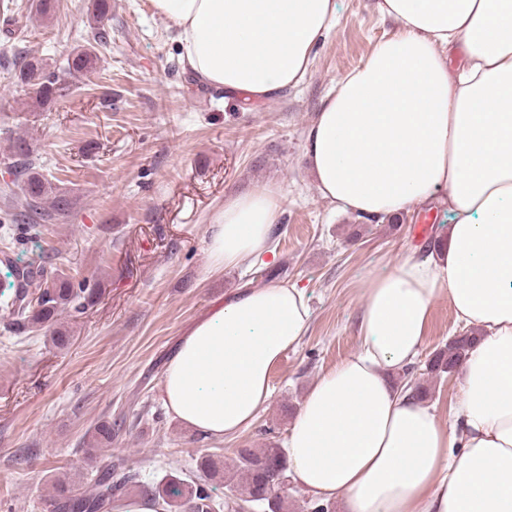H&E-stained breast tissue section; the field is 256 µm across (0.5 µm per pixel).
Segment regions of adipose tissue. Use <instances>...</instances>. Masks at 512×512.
Wrapping results in <instances>:
<instances>
[{
    "label": "adipose tissue",
    "mask_w": 512,
    "mask_h": 512,
    "mask_svg": "<svg viewBox=\"0 0 512 512\" xmlns=\"http://www.w3.org/2000/svg\"><path fill=\"white\" fill-rule=\"evenodd\" d=\"M150 4L196 80L258 101L305 79L337 15L336 0ZM378 12L399 29L337 80L307 131L308 169L336 210L377 220L443 191L446 223L427 253L368 284L359 350L315 379L291 423L290 475L344 512H512V0H379ZM280 211L270 185L225 197L212 269L273 253ZM443 294L479 331L450 426L390 381L416 361ZM308 329L303 289L236 292L182 339L164 406L236 436Z\"/></svg>",
    "instance_id": "1"
}]
</instances>
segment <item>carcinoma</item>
<instances>
[{
    "instance_id": "cac0c4a2",
    "label": "carcinoma",
    "mask_w": 512,
    "mask_h": 512,
    "mask_svg": "<svg viewBox=\"0 0 512 512\" xmlns=\"http://www.w3.org/2000/svg\"><path fill=\"white\" fill-rule=\"evenodd\" d=\"M109 9V0H96L90 19L92 41L71 53L65 69L53 68L40 58L23 59L16 63L18 83L39 87L35 92L38 104L45 106L53 101L63 77L87 75L97 68L99 47L107 43V33L102 22L107 18ZM10 154L15 175L13 184L20 187L28 208L25 218L30 220L22 228L27 236L38 238L41 236V225L35 223V220L57 221L69 216L74 200L37 170L25 139H13ZM4 253V262L13 269V275L20 282V290L14 296L0 301V311L11 319L13 325L39 331L50 337L57 347H67L70 336L62 329L60 316L66 310L82 314L94 304L97 291L90 280L83 278L76 282L65 273L50 280H35L27 266L18 265L11 257L10 246H5ZM475 340L474 336L449 340L448 346L436 352L429 361V371L440 374L455 369ZM104 441L112 442L110 422L96 426L91 439L87 441V452H92V447ZM288 470L286 454L275 444L264 448L238 449L235 461L238 479L233 485L236 500L253 503L266 512H284V494L268 492L263 496L260 484L272 483L278 489L288 478ZM221 474L223 465L210 456H203L197 461V475L194 477L186 478L177 473H169L157 483L149 485L140 481L139 475L119 459L97 472L94 487L90 491H83L55 479L49 502L51 512H108L112 501L136 489L150 497L159 512H224L227 504L224 499L213 496L211 486V481Z\"/></svg>"
}]
</instances>
